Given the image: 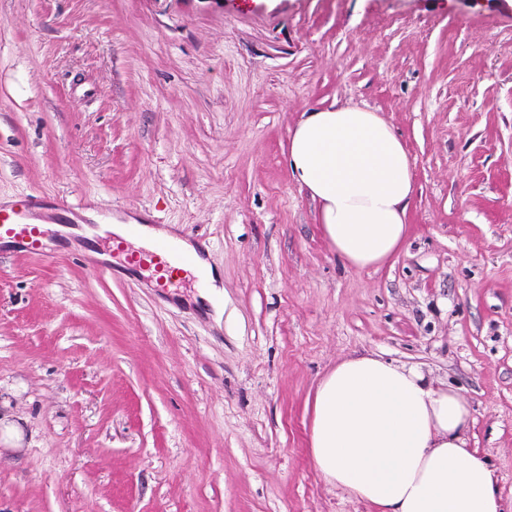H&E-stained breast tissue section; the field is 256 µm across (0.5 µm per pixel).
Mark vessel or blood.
<instances>
[{
  "mask_svg": "<svg viewBox=\"0 0 512 512\" xmlns=\"http://www.w3.org/2000/svg\"><path fill=\"white\" fill-rule=\"evenodd\" d=\"M42 203V198L37 195L0 202V240L11 239L23 253L47 255L45 234L37 223ZM107 253V259L93 262L94 272L103 276L111 275L110 258L119 255L127 265L151 270L155 288L164 293L184 287L187 279L195 274V256L165 239L157 241L150 248L132 250L124 239L115 237L111 239Z\"/></svg>",
  "mask_w": 512,
  "mask_h": 512,
  "instance_id": "obj_1",
  "label": "vessel or blood"
}]
</instances>
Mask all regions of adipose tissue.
<instances>
[{
	"instance_id": "ef3b65f1",
	"label": "adipose tissue",
	"mask_w": 512,
	"mask_h": 512,
	"mask_svg": "<svg viewBox=\"0 0 512 512\" xmlns=\"http://www.w3.org/2000/svg\"><path fill=\"white\" fill-rule=\"evenodd\" d=\"M288 163L347 266L380 267L403 250L411 160L378 113L336 103L306 113L290 132ZM472 420L454 388L352 356L315 388L310 457L329 484L376 512H506L495 470L469 446Z\"/></svg>"
}]
</instances>
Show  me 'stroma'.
<instances>
[{"label":"stroma","mask_w":512,"mask_h":512,"mask_svg":"<svg viewBox=\"0 0 512 512\" xmlns=\"http://www.w3.org/2000/svg\"><path fill=\"white\" fill-rule=\"evenodd\" d=\"M404 141L407 243L331 250L288 165L332 103ZM147 219L206 300L0 248V512H374L308 451L318 381L378 354L454 387L512 506V0H0V201Z\"/></svg>","instance_id":"stroma-1"}]
</instances>
